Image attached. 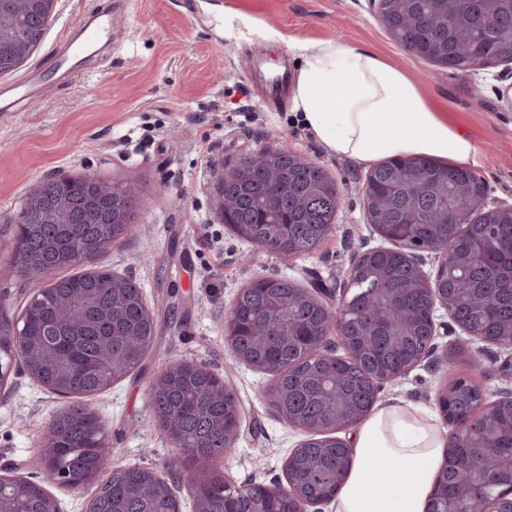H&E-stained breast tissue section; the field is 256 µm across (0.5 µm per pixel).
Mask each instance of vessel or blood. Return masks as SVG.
<instances>
[{
  "label": "vessel or blood",
  "instance_id": "b4317fda",
  "mask_svg": "<svg viewBox=\"0 0 512 512\" xmlns=\"http://www.w3.org/2000/svg\"><path fill=\"white\" fill-rule=\"evenodd\" d=\"M112 39V16L107 11H95L83 21L68 45L66 53L53 54L49 69L35 70L26 83L17 86V96L42 95L56 89L60 83H72L80 76V71L72 64L89 48Z\"/></svg>",
  "mask_w": 512,
  "mask_h": 512
}]
</instances>
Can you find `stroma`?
I'll use <instances>...</instances> for the list:
<instances>
[{
	"instance_id": "1",
	"label": "stroma",
	"mask_w": 512,
	"mask_h": 512,
	"mask_svg": "<svg viewBox=\"0 0 512 512\" xmlns=\"http://www.w3.org/2000/svg\"><path fill=\"white\" fill-rule=\"evenodd\" d=\"M111 11L114 37L83 55V75L68 87L0 112V304L19 314L35 289L7 265L9 217L31 185L57 171L128 182L139 192L138 230L86 268L106 265L131 276L161 321L155 356L139 374L86 397L110 441L111 467H161L171 442L150 426V382L158 361H201L236 390L243 432L214 467L225 480L269 483L306 432L269 404V376L237 363L224 339V317L243 285L286 277L336 304L354 256L384 241L366 220L367 166L317 142L282 89L272 101V69L295 74L293 40L339 39L373 49L407 69L449 123L484 151L476 174L490 206L512 207V64L456 74L419 59L383 29L371 0H58L41 45L0 89L48 65L90 7ZM265 146L322 165L340 192L335 227L312 253L283 262L257 255L218 216L223 168ZM457 333L440 332L435 358L384 384L379 403L438 412V392L471 373V352L446 363ZM0 392V467L37 477L42 438L65 401L17 373Z\"/></svg>"
}]
</instances>
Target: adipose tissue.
Returning <instances> with one entry per match:
<instances>
[{"instance_id":"obj_1","label":"adipose tissue","mask_w":512,"mask_h":512,"mask_svg":"<svg viewBox=\"0 0 512 512\" xmlns=\"http://www.w3.org/2000/svg\"><path fill=\"white\" fill-rule=\"evenodd\" d=\"M300 64L291 100L329 151L371 166L423 155L476 168L483 151L444 120L403 70L342 40L292 41ZM448 437L434 416L411 405L377 407L352 433V467L336 512H426Z\"/></svg>"}]
</instances>
